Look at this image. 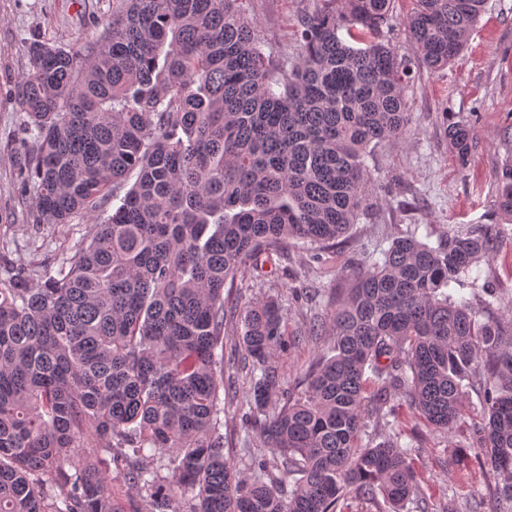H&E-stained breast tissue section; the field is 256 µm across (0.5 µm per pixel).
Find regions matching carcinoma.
<instances>
[{
	"instance_id": "cac0c4a2",
	"label": "carcinoma",
	"mask_w": 512,
	"mask_h": 512,
	"mask_svg": "<svg viewBox=\"0 0 512 512\" xmlns=\"http://www.w3.org/2000/svg\"><path fill=\"white\" fill-rule=\"evenodd\" d=\"M243 2L112 0L84 51L28 45L15 86L26 221L96 231L37 276L0 268V512H122L114 470L154 512H337L352 491L403 512L418 502L414 448L399 432L360 444L368 373L386 415L405 398L448 434L479 391L480 452L512 502V334L448 293L495 258L496 224L455 225L434 243L409 224L364 250L348 287L305 318L307 335L331 337L327 354L300 396L268 412L287 347L281 305L227 307L224 289L294 243L318 261L342 243L369 200L366 159L411 125L410 68L378 39L393 0H319L291 57ZM486 2L415 0L421 63L458 57ZM444 136L466 162L471 128L450 122ZM498 208L512 216V166ZM228 335L252 374V479L224 454ZM147 451L171 475L141 464Z\"/></svg>"
}]
</instances>
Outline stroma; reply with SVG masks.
<instances>
[{"label": "stroma", "instance_id": "stroma-1", "mask_svg": "<svg viewBox=\"0 0 512 512\" xmlns=\"http://www.w3.org/2000/svg\"><path fill=\"white\" fill-rule=\"evenodd\" d=\"M315 3L246 0L245 8L269 42L289 51L298 17L312 11ZM111 13L112 0H0V212L15 216L14 223H0V241L8 242L6 258L12 265L30 271L49 265L62 247L95 230L91 223L39 229L25 221L16 184V165L23 153L22 113L14 89L30 64L28 44L38 39L82 50ZM411 68L405 93L411 128L400 143L377 148L368 160L373 182L368 207L350 230L344 253L329 260L328 266L339 275L351 273L364 249L409 224L435 235L452 224H496L504 236L512 235V218L501 214L497 205L498 177L512 164V0H488L464 52L447 67L433 72L415 62ZM449 120L465 122L474 131L466 162H459L443 135ZM324 269L299 245L261 274L274 282V293L287 308L288 348L277 358L281 393L303 392L306 369L327 346L326 339L305 334V305L294 299L302 289L328 287ZM486 285L498 296L490 308L483 304ZM459 294L480 318L512 322V245L475 268ZM398 416L402 429L418 444L412 466L429 512H512V503L494 492L487 461L475 458L473 435L483 419L477 393H470L467 414L451 434L418 420L408 404H401Z\"/></svg>", "mask_w": 512, "mask_h": 512}]
</instances>
